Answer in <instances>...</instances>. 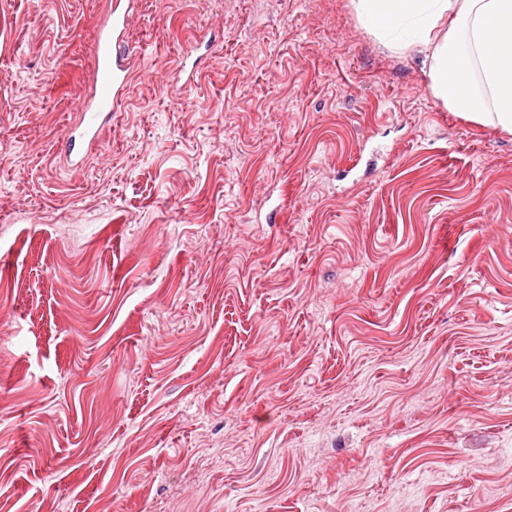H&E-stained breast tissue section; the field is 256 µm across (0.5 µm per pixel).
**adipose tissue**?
I'll list each match as a JSON object with an SVG mask.
<instances>
[{
	"instance_id": "adipose-tissue-1",
	"label": "adipose tissue",
	"mask_w": 512,
	"mask_h": 512,
	"mask_svg": "<svg viewBox=\"0 0 512 512\" xmlns=\"http://www.w3.org/2000/svg\"><path fill=\"white\" fill-rule=\"evenodd\" d=\"M394 53L416 50L448 111L512 133V0H351Z\"/></svg>"
}]
</instances>
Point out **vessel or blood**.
I'll return each mask as SVG.
<instances>
[{
    "label": "vessel or blood",
    "mask_w": 512,
    "mask_h": 512,
    "mask_svg": "<svg viewBox=\"0 0 512 512\" xmlns=\"http://www.w3.org/2000/svg\"><path fill=\"white\" fill-rule=\"evenodd\" d=\"M138 0H111L109 10L92 46L94 60L92 84L83 99L78 121L65 131L61 140L67 158H78L97 147L116 107L126 97L135 73L131 53L126 50L127 30ZM213 39L199 35L186 56L188 62L179 73L191 82L211 55Z\"/></svg>",
    "instance_id": "obj_1"
}]
</instances>
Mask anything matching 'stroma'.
Returning <instances> with one entry per match:
<instances>
[{
    "instance_id": "35a3bbf8",
    "label": "stroma",
    "mask_w": 512,
    "mask_h": 512,
    "mask_svg": "<svg viewBox=\"0 0 512 512\" xmlns=\"http://www.w3.org/2000/svg\"><path fill=\"white\" fill-rule=\"evenodd\" d=\"M107 9L0 0V512H512V134L349 0H140L75 168ZM109 10L92 46L94 60L91 87L83 99L78 121L64 132L61 144L70 160L97 147L135 78L126 52L127 30L138 0H110ZM215 42V37L210 36L207 39V33L199 35L190 49L185 54L184 65L181 66L179 73L184 80L183 85L190 83L197 76L200 68L211 55V51ZM188 59L191 63L187 65Z\"/></svg>"
}]
</instances>
